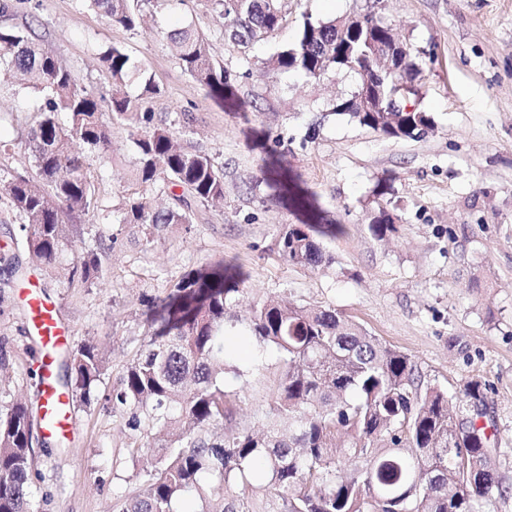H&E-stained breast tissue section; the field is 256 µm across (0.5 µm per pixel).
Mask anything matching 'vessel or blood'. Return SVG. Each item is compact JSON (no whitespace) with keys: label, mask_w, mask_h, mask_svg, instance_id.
<instances>
[{"label":"vessel or blood","mask_w":512,"mask_h":512,"mask_svg":"<svg viewBox=\"0 0 512 512\" xmlns=\"http://www.w3.org/2000/svg\"><path fill=\"white\" fill-rule=\"evenodd\" d=\"M26 303L29 328L37 336L42 352L43 429L62 436L71 429L73 417L71 399L55 380L54 361L56 354L68 345L70 331L58 318L56 300L44 295L37 284H29Z\"/></svg>","instance_id":"b4317fda"}]
</instances>
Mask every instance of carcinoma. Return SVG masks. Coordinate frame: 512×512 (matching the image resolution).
I'll return each instance as SVG.
<instances>
[{"label": "carcinoma", "instance_id": "1", "mask_svg": "<svg viewBox=\"0 0 512 512\" xmlns=\"http://www.w3.org/2000/svg\"><path fill=\"white\" fill-rule=\"evenodd\" d=\"M109 22L128 30L142 14L130 0H86ZM227 20L224 38L244 48L278 30L284 0H207ZM354 26L349 16L306 19L294 44L267 61L277 73L299 71L319 78L333 70L357 79L332 114L387 138L419 139L434 128L421 97L411 96L391 111L392 89L413 83L422 62L408 55L394 76L369 88L374 108L360 112L367 62L386 55L391 27L364 9ZM181 68L213 99H236L230 75L210 56L206 39L190 26L167 35ZM112 77L109 99L77 86L71 72L40 43L28 23L0 27V90L20 86L40 99L38 119L26 131L34 172L0 179V196L20 220L29 253L54 267L73 247V215L95 206L94 186L82 153L111 147L110 124H136L138 179L180 187L205 204L224 198V166L207 153L188 149L154 114L139 111L141 100L159 93L119 46L101 57ZM139 78L132 98L128 82ZM109 119H103V108ZM288 199L311 213L312 224H285L279 252L292 266L334 262L320 238L336 236L339 224H324L310 198L286 171L279 173ZM121 224L138 229L148 251L174 225L190 229L192 214L180 207L155 208L146 193L128 199ZM369 231L382 240L396 231L392 216L378 208ZM102 256L73 257L64 277L71 287L92 288ZM243 273L218 260L181 275L163 298L149 301L154 328L127 363L112 390V407L126 409L131 455L152 452L135 493L119 512H174L173 503L195 491L200 512H482L502 493L491 457V435L480 426L485 405L481 384L469 381L457 410L439 388L425 386L412 358L382 343L331 307L304 306L263 298L242 321L226 315L240 299ZM242 325L236 339L274 347L283 370L278 392L262 410L258 433L236 421V395L228 390L225 358L228 329ZM106 367L99 346L84 342L66 370L71 397L86 403L97 392ZM35 417L22 401L0 408V512H31L29 486ZM275 491L271 500L266 492Z\"/></svg>", "mask_w": 512, "mask_h": 512}]
</instances>
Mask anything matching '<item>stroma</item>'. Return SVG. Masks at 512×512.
<instances>
[{
  "label": "stroma",
  "instance_id": "stroma-1",
  "mask_svg": "<svg viewBox=\"0 0 512 512\" xmlns=\"http://www.w3.org/2000/svg\"><path fill=\"white\" fill-rule=\"evenodd\" d=\"M365 0H285L281 28L242 51L224 38V21L205 0H142L143 29L110 24L84 0H17L0 25L30 23L69 68L78 86L107 96L112 80L99 60L121 47L159 88L144 99L156 121L189 112L192 149L224 167V201L192 204L191 229L169 228L152 250L141 251L136 230L120 226L117 208L140 191L133 128H111V148L87 159L98 206L79 218L82 249L107 246L94 288L67 287L62 269L39 267L25 248L14 277L0 273V353L12 397L32 409L42 403L37 345L29 332L24 287L38 283L58 301L73 345L91 340L106 357L99 398L73 404L75 424L63 442L33 447L31 481L36 512H115L147 466L130 456L123 413L109 396L128 360L150 331L145 297L166 296L184 272L224 260L245 275L235 316L257 297H281L331 307L383 343L408 354L425 383L456 400L469 380L486 386L482 422L493 435L492 461L508 492L489 512H512V0H379L376 12L396 36L428 59L418 77L422 106L435 127L422 138H387L335 115L338 97L354 80L328 74L269 75L262 63L291 43L304 18L327 20L364 7ZM191 25L209 40L213 61L237 89L236 106L207 96L185 73L166 37ZM14 90L0 92V178L27 174L32 158L24 139L39 99L19 107ZM295 174L343 231L323 239L335 261L304 268L278 253L283 225L306 222L289 204L277 171ZM385 182L384 206L396 218L386 241L372 237V190ZM117 234L110 243L109 234ZM250 372L229 381L237 418L258 425L281 371L270 348H232L226 363Z\"/></svg>",
  "mask_w": 512,
  "mask_h": 512
}]
</instances>
